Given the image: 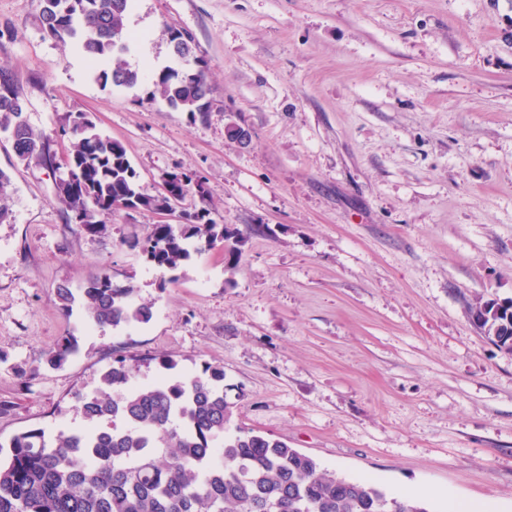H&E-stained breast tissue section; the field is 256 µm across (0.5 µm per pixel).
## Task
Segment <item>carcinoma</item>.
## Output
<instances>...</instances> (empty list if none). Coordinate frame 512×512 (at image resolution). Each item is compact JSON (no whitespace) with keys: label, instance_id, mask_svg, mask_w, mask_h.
<instances>
[{"label":"carcinoma","instance_id":"carcinoma-1","mask_svg":"<svg viewBox=\"0 0 512 512\" xmlns=\"http://www.w3.org/2000/svg\"><path fill=\"white\" fill-rule=\"evenodd\" d=\"M39 22L49 36L76 43L102 65V86L134 87L138 70L122 59L133 39L126 29L130 0H40ZM172 51L183 66L155 73L153 81L169 107L205 118L211 87L193 39L170 31ZM0 130L10 135L17 159L51 173L59 171L55 141L35 131L24 112L22 92L0 71ZM69 168L56 192L71 218L88 234L104 230L106 219L128 203L161 213L172 199L149 194L138 184L123 145L103 135L85 112L70 120ZM176 198L195 194L201 207L183 212V224H154L132 246L159 268L175 270L192 254L217 247L237 252L236 231L209 218L202 183L185 173ZM0 170V223L10 217ZM62 309L81 299L89 326L103 330L146 324L152 304L137 299L132 286L116 287L99 274L79 292L61 285ZM492 302L470 304V316L488 315L486 337L498 338L512 353V313L491 314ZM77 352L66 337L48 353L47 363L63 366ZM134 365L120 358L101 378L102 387L74 395L82 424L60 431L54 442L42 429L14 435L0 455V512H429L421 500H398L367 481H352L280 439L253 430L229 432L235 405L224 394V367L205 363L198 373L175 382L135 384Z\"/></svg>","mask_w":512,"mask_h":512}]
</instances>
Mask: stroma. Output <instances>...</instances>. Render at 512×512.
<instances>
[{
	"instance_id": "1",
	"label": "stroma",
	"mask_w": 512,
	"mask_h": 512,
	"mask_svg": "<svg viewBox=\"0 0 512 512\" xmlns=\"http://www.w3.org/2000/svg\"><path fill=\"white\" fill-rule=\"evenodd\" d=\"M39 11L0 0V70L30 126L63 148L89 113L144 190L193 175L243 244L155 267L130 241L178 215L121 209L85 233L0 137V441L80 425L74 392L116 357L139 382L163 357L179 376L219 364L235 425L388 493L422 486L431 512L446 490L512 512V353L469 314L512 298V0H132L133 88L102 87ZM173 29L206 63L207 120L155 92ZM102 272L151 303L148 324L90 331L61 308L58 286ZM67 336L77 353L50 367Z\"/></svg>"
}]
</instances>
